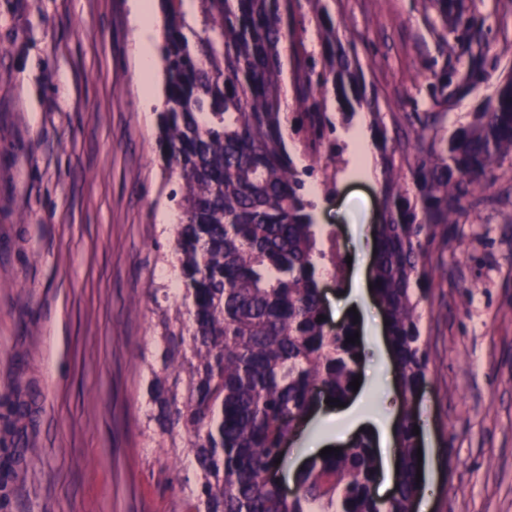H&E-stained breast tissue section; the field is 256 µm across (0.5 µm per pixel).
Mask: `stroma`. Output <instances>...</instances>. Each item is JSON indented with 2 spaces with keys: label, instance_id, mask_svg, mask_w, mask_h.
<instances>
[{
  "label": "stroma",
  "instance_id": "35a3bbf8",
  "mask_svg": "<svg viewBox=\"0 0 512 512\" xmlns=\"http://www.w3.org/2000/svg\"><path fill=\"white\" fill-rule=\"evenodd\" d=\"M476 3L444 41L429 0L327 6L397 118L447 75L449 133L512 73V0ZM130 14L131 0H0V512H180L193 485L148 430L160 321L183 305L163 275L177 227L158 211L181 181L141 110ZM347 165L310 179L343 258L383 199ZM488 193L503 204L448 225L419 306L425 512H512V170ZM362 353L361 376L393 385L386 339Z\"/></svg>",
  "mask_w": 512,
  "mask_h": 512
}]
</instances>
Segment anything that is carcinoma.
I'll return each mask as SVG.
<instances>
[{"instance_id": "cac0c4a2", "label": "carcinoma", "mask_w": 512, "mask_h": 512, "mask_svg": "<svg viewBox=\"0 0 512 512\" xmlns=\"http://www.w3.org/2000/svg\"><path fill=\"white\" fill-rule=\"evenodd\" d=\"M184 0H161L165 18V108L161 148L183 181L176 201L181 224L184 300L164 314L158 336L162 368L150 367V416L171 447L192 457L195 490L181 512H411L422 493L418 416L410 399L427 382L421 299L430 287L429 246L436 228L456 224L488 203L482 192L512 164V75L473 113L472 122L444 137L447 84L426 112L405 116L414 127L400 136L387 124L379 95L367 94L356 37L342 43L325 5L314 7L321 61L302 39H291L293 87L305 111L283 112V37L294 0H198L194 23ZM442 30L450 6L466 0H431ZM321 70H316L317 65ZM333 93L342 121L365 108L381 148L383 210L376 225L372 266L384 312L387 341L401 393L397 429L399 477L392 496L371 492L379 473L373 440L308 459L292 497L276 481L281 446L316 397L344 401L359 374L362 349L346 338L349 320L330 326L320 278L324 250L317 244L307 199L311 165L323 147L336 155ZM297 137L288 146L286 130Z\"/></svg>"}]
</instances>
